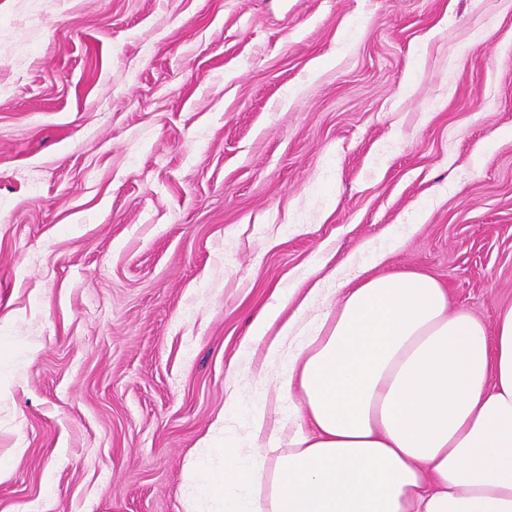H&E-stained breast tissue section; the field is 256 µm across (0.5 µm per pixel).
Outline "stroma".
Here are the masks:
<instances>
[{
	"mask_svg": "<svg viewBox=\"0 0 512 512\" xmlns=\"http://www.w3.org/2000/svg\"><path fill=\"white\" fill-rule=\"evenodd\" d=\"M359 268L512 303V0H0V512H220ZM317 289L311 288L296 312L283 322H279L283 311L281 302L269 305L256 319L252 328L251 341L253 343L264 342L268 358L274 359L283 351L285 341L293 332L299 318L312 301ZM273 329H275V332L272 335L270 333Z\"/></svg>",
	"mask_w": 512,
	"mask_h": 512,
	"instance_id": "1",
	"label": "stroma"
}]
</instances>
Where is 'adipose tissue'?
Returning a JSON list of instances; mask_svg holds the SVG:
<instances>
[{"instance_id": "adipose-tissue-1", "label": "adipose tissue", "mask_w": 512, "mask_h": 512, "mask_svg": "<svg viewBox=\"0 0 512 512\" xmlns=\"http://www.w3.org/2000/svg\"><path fill=\"white\" fill-rule=\"evenodd\" d=\"M282 311L269 305L252 328L271 359L298 322ZM277 383L301 390L304 417L273 422L255 408L260 456L218 474L196 461L191 498L255 485L261 456L273 454L266 491L227 500L224 512H512V305L490 330L452 310L432 275L363 278Z\"/></svg>"}]
</instances>
